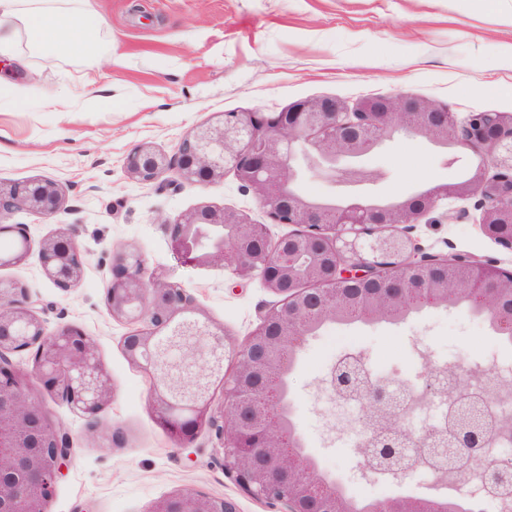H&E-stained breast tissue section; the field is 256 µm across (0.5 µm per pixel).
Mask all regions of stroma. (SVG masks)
I'll return each mask as SVG.
<instances>
[{
    "label": "stroma",
    "mask_w": 512,
    "mask_h": 512,
    "mask_svg": "<svg viewBox=\"0 0 512 512\" xmlns=\"http://www.w3.org/2000/svg\"><path fill=\"white\" fill-rule=\"evenodd\" d=\"M90 7L104 19L100 34L112 38L113 56L37 55L13 76L35 78L40 92L62 100L64 110L0 102V184L36 177L63 193L55 214L17 210L9 223L25 225L35 244L57 225H72L87 257L81 283L68 292L49 282L35 254L0 268V278L27 288L47 328L79 325L114 388L93 430L68 406L49 402L75 454L48 512H150L183 487L234 499L240 512H277L240 493L211 432H202L193 454L174 447L149 404L151 378L124 354L131 326L105 306L114 251L134 248L148 270L164 269L169 281L186 288L230 343H244L276 295L258 279H237L219 265L182 264L162 227L205 205L233 208L254 224H268L267 217L233 175L197 185L178 182L170 171L163 181L144 183L128 174L126 156L144 142L171 155L215 113L276 111L301 98L353 104L411 94L448 105L461 118L512 113V57L501 52L512 43V0H90ZM471 163L460 147L399 136L361 161L383 172L381 183L348 191L304 169L297 188L341 203L389 204L437 181H461ZM479 220L472 201L451 198L413 235L433 254L512 266V253L485 237ZM451 314L448 307L426 308L395 324L351 322L342 325L347 340L335 351L312 336L294 362L288 376L293 420L308 455L345 476L343 491L352 500L418 498L429 490L413 472L362 480L352 447L357 412L347 411L338 444L327 442L325 419L335 408L320 398L319 382L334 356L350 350L381 377L413 368L419 347L449 363L469 355L468 336L448 326ZM116 431L122 434L117 445Z\"/></svg>",
    "instance_id": "35a3bbf8"
}]
</instances>
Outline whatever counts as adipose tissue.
I'll use <instances>...</instances> for the list:
<instances>
[{
	"mask_svg": "<svg viewBox=\"0 0 512 512\" xmlns=\"http://www.w3.org/2000/svg\"><path fill=\"white\" fill-rule=\"evenodd\" d=\"M89 0H0V57L26 66L27 54L111 55L112 41L97 35Z\"/></svg>",
	"mask_w": 512,
	"mask_h": 512,
	"instance_id": "obj_1",
	"label": "adipose tissue"
}]
</instances>
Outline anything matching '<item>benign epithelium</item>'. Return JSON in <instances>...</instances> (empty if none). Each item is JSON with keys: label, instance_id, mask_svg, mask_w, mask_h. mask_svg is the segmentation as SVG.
Instances as JSON below:
<instances>
[{"label": "benign epithelium", "instance_id": "7a95c632", "mask_svg": "<svg viewBox=\"0 0 512 512\" xmlns=\"http://www.w3.org/2000/svg\"><path fill=\"white\" fill-rule=\"evenodd\" d=\"M396 135L491 157L465 182L438 183L395 205L330 204L298 194L292 182L299 162L328 177L365 171L349 160L373 152ZM136 179L152 182L174 170L187 183L207 185L228 173L254 192L272 224L291 227L274 239L265 224H251L227 207L204 206L163 225L170 244L189 266L222 265L241 278H257L279 297L259 326L239 346L224 330L199 316L194 299L164 275L147 274L142 257L122 249L113 256L106 307L114 318L138 324L123 339L127 359L153 379L150 403L160 427L178 448H192L204 429L220 440L224 470L242 493L286 512H450L448 498H398L357 511L318 474L301 448L302 435L288 416L289 366L311 327L336 318L332 298L369 306L388 303L402 312L425 305L468 304L512 331V269L493 261L425 251L412 236L416 224L449 198L477 199L481 231L512 253V114L472 112L460 122L448 106L401 95L367 97L353 106L334 97L296 100L279 111L225 112L195 127L169 156L148 144L126 157ZM62 204L51 181L31 179L0 186V235L16 247L0 252V267L23 263L31 240L21 224L5 220L24 209L50 216ZM45 276L59 290L77 287L85 254L72 229L58 226L39 244ZM464 266L457 288L444 284L448 265ZM34 350L31 371L10 355ZM232 361L233 371H224ZM224 403L213 405V388ZM322 393L342 405L359 400L367 430L357 449L361 472L402 478L420 459L439 480L448 457L459 470L488 455L484 393L448 370L425 371L409 395L393 391L385 378L370 376L362 355L346 356L323 380ZM63 402L93 429L113 397L112 380L89 336L76 324L47 330L27 289L0 279V512H47L59 479L74 455L73 441L48 416L42 399ZM447 400L443 421L418 434L401 421ZM512 486V462L501 459L481 478L479 492ZM150 512H239L230 498L179 489Z\"/></svg>", "mask_w": 512, "mask_h": 512}]
</instances>
